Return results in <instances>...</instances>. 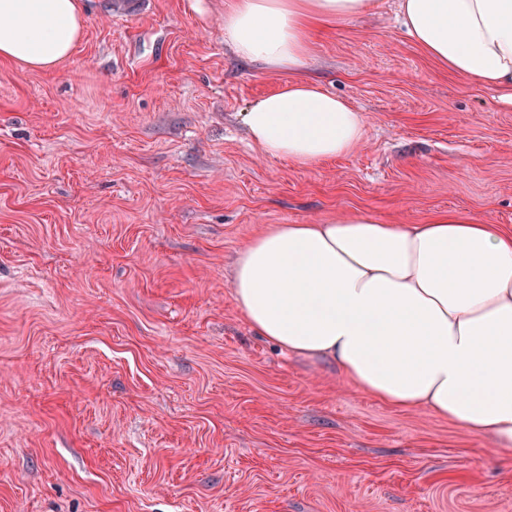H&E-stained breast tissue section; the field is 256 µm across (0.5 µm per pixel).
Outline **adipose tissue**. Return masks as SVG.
Here are the masks:
<instances>
[{
    "label": "adipose tissue",
    "instance_id": "ef3b65f1",
    "mask_svg": "<svg viewBox=\"0 0 512 512\" xmlns=\"http://www.w3.org/2000/svg\"><path fill=\"white\" fill-rule=\"evenodd\" d=\"M378 0H228L224 42L289 74L242 116L267 157L303 168L348 154L365 118L309 72L311 34ZM420 49L512 102V0H399ZM78 0H0V57L31 69L66 61ZM233 299L260 336L327 359L388 406L423 409L512 447V232L442 211L423 224L368 212L274 224L238 254Z\"/></svg>",
    "mask_w": 512,
    "mask_h": 512
}]
</instances>
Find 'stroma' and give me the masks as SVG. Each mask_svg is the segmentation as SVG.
Wrapping results in <instances>:
<instances>
[{"label": "stroma", "instance_id": "stroma-1", "mask_svg": "<svg viewBox=\"0 0 512 512\" xmlns=\"http://www.w3.org/2000/svg\"><path fill=\"white\" fill-rule=\"evenodd\" d=\"M79 3L59 67L0 59V512H512V449L289 355L232 294L272 224L512 231V104L380 0L312 35L366 134L305 169L245 135L287 76L225 46V0Z\"/></svg>", "mask_w": 512, "mask_h": 512}]
</instances>
